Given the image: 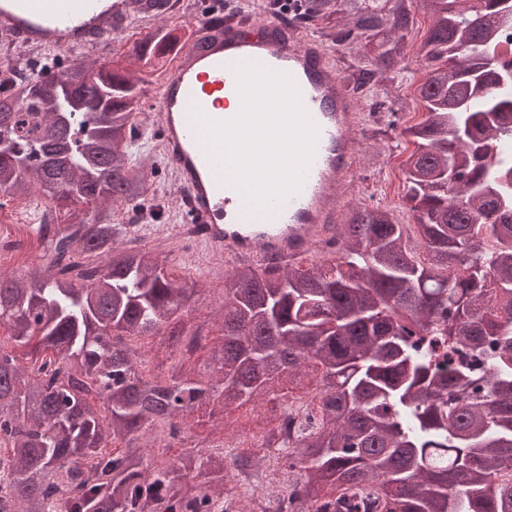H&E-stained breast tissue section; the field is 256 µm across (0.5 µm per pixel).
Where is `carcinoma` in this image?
I'll use <instances>...</instances> for the list:
<instances>
[{
  "label": "carcinoma",
  "mask_w": 512,
  "mask_h": 512,
  "mask_svg": "<svg viewBox=\"0 0 512 512\" xmlns=\"http://www.w3.org/2000/svg\"><path fill=\"white\" fill-rule=\"evenodd\" d=\"M301 0L303 18L357 50L361 84L402 70L415 16L422 120L402 134L400 223L350 209L336 255L235 266L208 378L180 362L145 377L128 343L179 344L186 288L153 252L116 247L147 202L129 148L139 83L166 65L159 44L61 79L0 70V192L85 216L39 225L41 264L0 277V325L56 352L31 369L0 348V512H225L224 452L144 466L140 432L194 410L321 401L288 453L298 478L273 512H512V67L490 57L512 0ZM460 196L465 206L450 199ZM194 471L217 484L186 481Z\"/></svg>",
  "instance_id": "carcinoma-1"
}]
</instances>
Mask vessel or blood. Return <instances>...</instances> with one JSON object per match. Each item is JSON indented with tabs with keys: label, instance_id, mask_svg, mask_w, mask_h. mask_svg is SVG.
Returning a JSON list of instances; mask_svg holds the SVG:
<instances>
[{
	"label": "vessel or blood",
	"instance_id": "b4317fda",
	"mask_svg": "<svg viewBox=\"0 0 512 512\" xmlns=\"http://www.w3.org/2000/svg\"><path fill=\"white\" fill-rule=\"evenodd\" d=\"M224 23L199 32L155 91L153 128L176 176L198 249L257 262L334 252L346 176L364 114L331 51L229 0ZM131 0H0V32L71 51L126 29Z\"/></svg>",
	"mask_w": 512,
	"mask_h": 512
}]
</instances>
